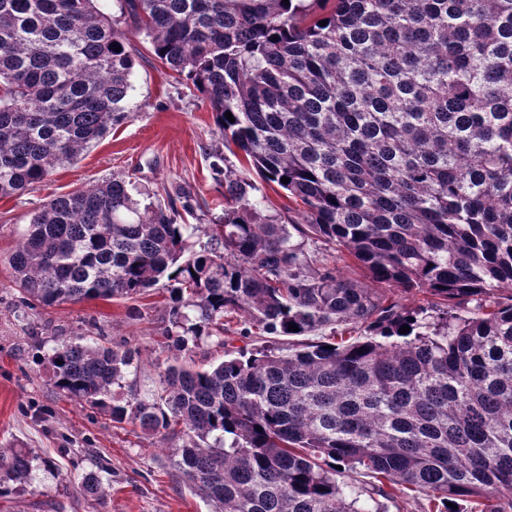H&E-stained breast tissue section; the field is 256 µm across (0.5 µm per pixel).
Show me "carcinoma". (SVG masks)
<instances>
[{
  "label": "carcinoma",
  "mask_w": 512,
  "mask_h": 512,
  "mask_svg": "<svg viewBox=\"0 0 512 512\" xmlns=\"http://www.w3.org/2000/svg\"><path fill=\"white\" fill-rule=\"evenodd\" d=\"M119 11L0 0V198L128 118L121 23L191 82L246 166L213 163L222 224L182 223L181 188L143 205L123 175L49 200L9 256L22 302L136 300L165 278L173 346L222 348L237 318L264 344L169 363L145 401L113 390L137 349L80 337L52 349L56 388L181 439L183 478L211 512H381L358 505L346 472L383 497L422 492L428 512H512V0ZM253 172L288 193L287 211L270 212ZM325 329L340 340L309 339ZM31 469L1 449L0 496ZM81 491L107 494L93 473Z\"/></svg>",
  "instance_id": "1"
}]
</instances>
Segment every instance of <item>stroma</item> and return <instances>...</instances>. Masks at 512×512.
<instances>
[{"label": "stroma", "instance_id": "35a3bbf8", "mask_svg": "<svg viewBox=\"0 0 512 512\" xmlns=\"http://www.w3.org/2000/svg\"><path fill=\"white\" fill-rule=\"evenodd\" d=\"M131 45L136 66L128 118L35 189L0 198V448L33 457L27 483L0 498V512H210L182 479L178 441L158 443L133 423L106 424L96 410L55 389L47 358L57 343L79 334L135 346L140 358L129 368L125 387L149 400L160 365L179 359L204 368L223 353L252 348L251 339L228 333L220 348L204 336L192 352H176L162 335L161 289L137 300L29 309L18 301L8 263L44 203L115 174L134 176L151 195L183 186L199 223H223L224 187L210 163L212 153L225 147L208 104L158 61L143 37L132 36ZM90 472L110 485L103 499L80 494Z\"/></svg>", "mask_w": 512, "mask_h": 512}]
</instances>
